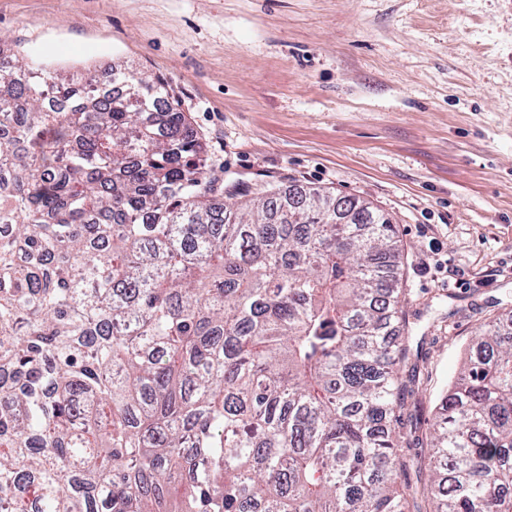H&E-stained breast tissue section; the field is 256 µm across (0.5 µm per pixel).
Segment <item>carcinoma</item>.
Segmentation results:
<instances>
[{"label": "carcinoma", "mask_w": 512, "mask_h": 512, "mask_svg": "<svg viewBox=\"0 0 512 512\" xmlns=\"http://www.w3.org/2000/svg\"><path fill=\"white\" fill-rule=\"evenodd\" d=\"M203 153L161 84L0 42V512H409L395 225ZM429 435L434 512H512V315Z\"/></svg>", "instance_id": "obj_1"}]
</instances>
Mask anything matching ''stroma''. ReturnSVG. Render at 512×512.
Listing matches in <instances>:
<instances>
[{
    "mask_svg": "<svg viewBox=\"0 0 512 512\" xmlns=\"http://www.w3.org/2000/svg\"><path fill=\"white\" fill-rule=\"evenodd\" d=\"M0 37L160 82L236 201L308 185L391 219L426 464L473 326L512 310V0H0Z\"/></svg>",
    "mask_w": 512,
    "mask_h": 512,
    "instance_id": "stroma-1",
    "label": "stroma"
}]
</instances>
